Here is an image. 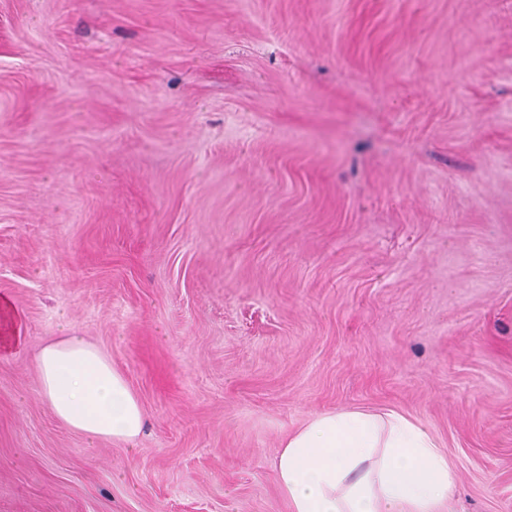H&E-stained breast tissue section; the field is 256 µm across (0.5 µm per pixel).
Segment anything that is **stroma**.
<instances>
[{"label": "stroma", "instance_id": "stroma-1", "mask_svg": "<svg viewBox=\"0 0 512 512\" xmlns=\"http://www.w3.org/2000/svg\"><path fill=\"white\" fill-rule=\"evenodd\" d=\"M0 512H290L288 434L421 421L512 512V0H0ZM139 397L89 442L36 356ZM0 317L3 330L0 333V356L6 357L22 347L21 320L17 308L5 296L0 297ZM43 396L55 417L90 441L133 446L143 433L142 405L109 356L83 336H63L38 356Z\"/></svg>", "mask_w": 512, "mask_h": 512}]
</instances>
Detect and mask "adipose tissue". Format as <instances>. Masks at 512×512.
I'll return each mask as SVG.
<instances>
[{"label": "adipose tissue", "mask_w": 512, "mask_h": 512, "mask_svg": "<svg viewBox=\"0 0 512 512\" xmlns=\"http://www.w3.org/2000/svg\"><path fill=\"white\" fill-rule=\"evenodd\" d=\"M37 365L63 425L92 441L136 444L142 405L101 348L66 336L44 345ZM276 480L291 512H440L456 485L447 454L419 421L363 408L316 414L289 434Z\"/></svg>", "instance_id": "1"}]
</instances>
